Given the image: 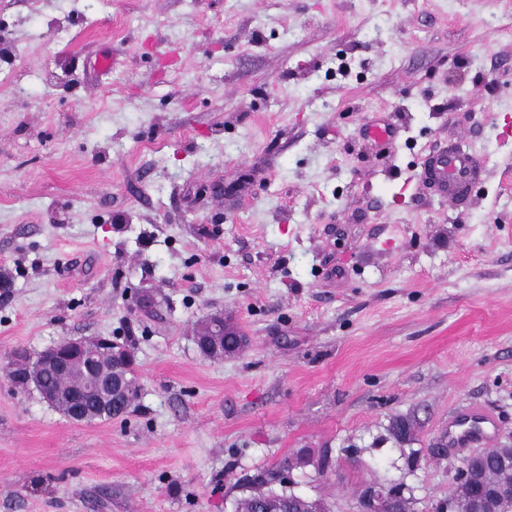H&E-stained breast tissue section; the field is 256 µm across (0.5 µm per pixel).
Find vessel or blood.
Masks as SVG:
<instances>
[{"mask_svg":"<svg viewBox=\"0 0 512 512\" xmlns=\"http://www.w3.org/2000/svg\"><path fill=\"white\" fill-rule=\"evenodd\" d=\"M481 171L474 156L456 148L429 155L421 168L422 183L436 188L449 201H459L479 178ZM493 421L483 412L474 410L457 416L448 427V445L452 448H481L488 446L487 434Z\"/></svg>","mask_w":512,"mask_h":512,"instance_id":"1","label":"vessel or blood"}]
</instances>
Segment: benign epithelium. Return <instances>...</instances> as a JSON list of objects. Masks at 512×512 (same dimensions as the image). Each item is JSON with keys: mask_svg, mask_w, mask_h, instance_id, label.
<instances>
[{"mask_svg": "<svg viewBox=\"0 0 512 512\" xmlns=\"http://www.w3.org/2000/svg\"><path fill=\"white\" fill-rule=\"evenodd\" d=\"M237 330L224 321V316L212 317L211 333L206 335L207 349L224 348L231 352L241 343ZM134 366L131 351L110 336H81L65 338L47 350L32 367L29 376L40 384L43 370L58 374L82 372L89 385L61 392L39 388L45 402L76 423L86 422L106 414L121 416L127 408L129 392H138V386L127 378L126 369ZM466 484L472 488L480 504V512H495L493 501L496 489L485 484L465 459L455 475L454 485ZM360 512H401L399 490L391 486L371 487L360 500Z\"/></svg>", "mask_w": 512, "mask_h": 512, "instance_id": "7a95c632", "label": "benign epithelium"}]
</instances>
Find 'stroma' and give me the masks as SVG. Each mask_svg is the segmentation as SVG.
Here are the masks:
<instances>
[{"label":"stroma","instance_id":"stroma-1","mask_svg":"<svg viewBox=\"0 0 512 512\" xmlns=\"http://www.w3.org/2000/svg\"><path fill=\"white\" fill-rule=\"evenodd\" d=\"M0 43V368L109 335L140 388L80 424L0 375V512H233L304 448L332 512H441L450 417L512 447V0H0ZM481 171L474 156L456 148L430 154L424 161L420 180L436 188L450 202H457L480 177ZM211 323V333L205 335L206 336V346L207 349L212 351L215 350L216 352L219 351L220 348V340L224 339V352L225 349L228 352H231L235 350L241 343V339L236 337L235 343H228V341L225 340V336H242L240 333L238 334L237 330L232 327L229 323L224 322V316L223 315H214L212 318ZM360 512H401L399 490L392 486L368 488L360 500Z\"/></svg>","mask_w":512,"mask_h":512}]
</instances>
